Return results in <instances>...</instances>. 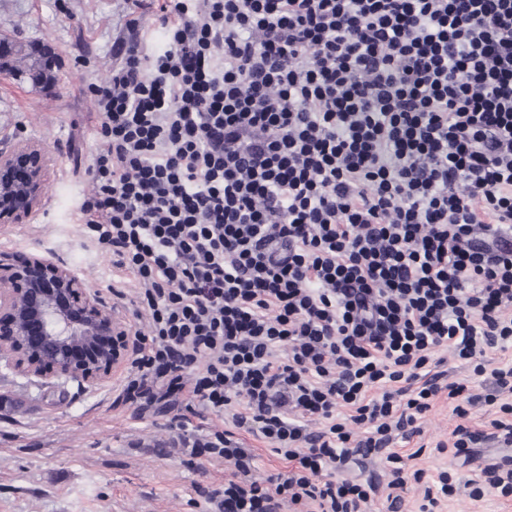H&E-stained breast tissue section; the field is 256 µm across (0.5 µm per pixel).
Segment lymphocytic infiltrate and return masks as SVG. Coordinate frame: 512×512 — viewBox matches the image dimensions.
<instances>
[{
  "label": "lymphocytic infiltrate",
  "mask_w": 512,
  "mask_h": 512,
  "mask_svg": "<svg viewBox=\"0 0 512 512\" xmlns=\"http://www.w3.org/2000/svg\"><path fill=\"white\" fill-rule=\"evenodd\" d=\"M89 87L101 146L81 221L149 316L122 389L190 456L227 466L220 512H365L384 453L447 394L454 456L512 445V0H132ZM158 24L163 42L139 31ZM450 349L489 376L442 383ZM231 412L288 463L254 478ZM495 406L488 430L463 423ZM335 474L351 479H370L378 485V491L371 502L368 504L367 512H390L387 495L395 490L387 488L390 478L387 475L384 460L376 455H354L350 460L335 470Z\"/></svg>",
  "instance_id": "obj_1"
}]
</instances>
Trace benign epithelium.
<instances>
[{"mask_svg": "<svg viewBox=\"0 0 512 512\" xmlns=\"http://www.w3.org/2000/svg\"><path fill=\"white\" fill-rule=\"evenodd\" d=\"M49 151L19 141L0 150V224L34 216L50 172ZM0 361L20 374L64 377L96 389L112 379L127 333L112 312L82 289L65 265L33 254H0Z\"/></svg>", "mask_w": 512, "mask_h": 512, "instance_id": "benign-epithelium-1", "label": "benign epithelium"}]
</instances>
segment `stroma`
Returning a JSON list of instances; mask_svg holds the SVG:
<instances>
[{"label":"stroma","mask_w":512,"mask_h":512,"mask_svg":"<svg viewBox=\"0 0 512 512\" xmlns=\"http://www.w3.org/2000/svg\"><path fill=\"white\" fill-rule=\"evenodd\" d=\"M129 0H0V39L33 49L50 48L57 80L40 87L0 73V149L23 138L50 152L51 173L42 205L24 224L0 226V252L43 255L67 265L98 294L128 329L133 316V277L125 298L113 296L112 256L90 238L78 211L92 185L87 167L98 147V115L89 84L112 71V44L125 32ZM126 370L111 382L84 388L72 380L27 378L0 365V512H216L224 492V465L189 467V447L167 428L168 412L135 409L121 397ZM458 423L452 403L440 398L420 419L421 432L395 439L407 471L426 481L452 470L457 492L442 512H512V497L471 495L476 464L512 456V447L485 443L476 464L437 452ZM339 476L370 479L378 491L367 512H389L385 463L355 455Z\"/></svg>","instance_id":"stroma-1"}]
</instances>
